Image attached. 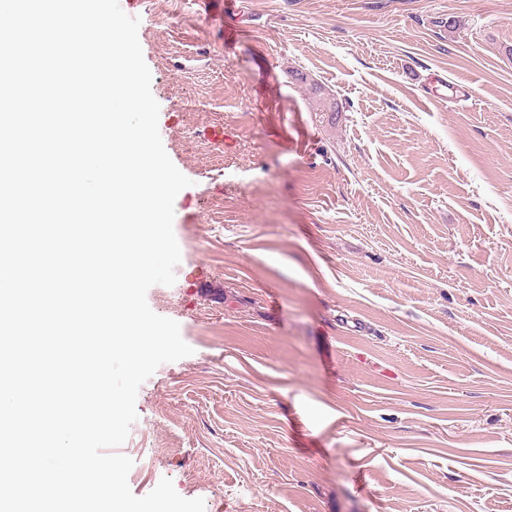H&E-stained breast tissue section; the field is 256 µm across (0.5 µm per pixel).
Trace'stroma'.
I'll return each mask as SVG.
<instances>
[{
  "instance_id": "1",
  "label": "stroma",
  "mask_w": 512,
  "mask_h": 512,
  "mask_svg": "<svg viewBox=\"0 0 512 512\" xmlns=\"http://www.w3.org/2000/svg\"><path fill=\"white\" fill-rule=\"evenodd\" d=\"M174 202L131 491L512 512V0H141ZM340 109L322 112L319 97Z\"/></svg>"
}]
</instances>
